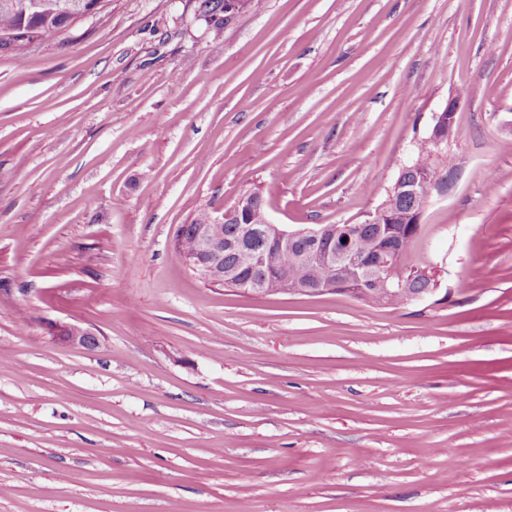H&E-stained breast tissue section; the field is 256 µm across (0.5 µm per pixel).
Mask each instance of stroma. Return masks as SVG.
<instances>
[{"label":"stroma","mask_w":512,"mask_h":512,"mask_svg":"<svg viewBox=\"0 0 512 512\" xmlns=\"http://www.w3.org/2000/svg\"><path fill=\"white\" fill-rule=\"evenodd\" d=\"M198 5L106 0L0 53V512H512V0ZM454 96L404 259L446 303L257 296L175 255L247 192L364 223ZM254 6V0H202L198 6L199 13L195 17L207 21L218 12H224V18H226L232 11L241 12L252 9ZM229 10L232 11L226 12ZM47 326L52 338L59 343L87 349L100 346L98 335L89 328L62 320L48 322Z\"/></svg>","instance_id":"stroma-1"}]
</instances>
